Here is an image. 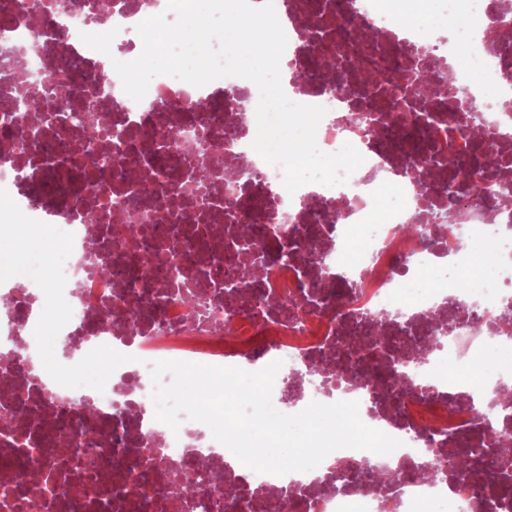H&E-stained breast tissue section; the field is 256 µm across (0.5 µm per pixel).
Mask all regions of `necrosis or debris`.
Masks as SVG:
<instances>
[{"instance_id": "1", "label": "necrosis or debris", "mask_w": 512, "mask_h": 512, "mask_svg": "<svg viewBox=\"0 0 512 512\" xmlns=\"http://www.w3.org/2000/svg\"><path fill=\"white\" fill-rule=\"evenodd\" d=\"M0 22V223H22L56 257L44 276L0 291V512H30L31 471L42 512H512V496L473 477L417 472L427 460L466 443L497 448L512 439V336L471 330L474 314L493 320L512 302V207L477 197L464 176L449 178L440 155L420 161L412 141L451 145L462 166L473 152L461 126L483 121L496 162L484 179L512 180V40L491 41L496 0H438L460 8L455 32L419 27L400 33L381 0H274L286 18L282 75L288 97L327 113L316 142L326 153L351 143L363 164L334 188L288 193L280 168L251 143L256 85L220 81L223 95L168 75L152 79L134 102L112 78L114 60L142 51L136 26L168 12V0H6ZM116 30L110 54L81 33ZM337 71L322 67L323 52ZM482 63L473 71L469 60ZM386 78L410 123L390 125L374 82ZM451 79L454 92L427 94ZM68 93L56 97L53 84ZM39 120L26 142L15 132L25 115ZM207 153L208 168L197 163ZM96 163L95 177L59 182L56 172ZM455 184L457 200L447 186ZM390 187L377 221V191ZM96 210L111 246L97 245ZM454 210L451 229L434 227L423 247L411 224L426 212ZM150 225L135 247L128 221ZM258 221L260 234H242ZM360 227L353 258L341 247ZM171 249L181 278L145 280L137 269L158 248ZM494 253L490 272L472 283L477 254ZM257 278L243 275L244 266ZM455 279L465 306L450 304L442 279ZM204 299L199 319L186 294ZM111 361L104 379L78 384L99 348ZM282 360L272 402L294 414L310 402L360 400L372 428L402 440L383 456L336 450L352 463L349 479L326 467L308 481L243 470L203 423L171 429L155 418L151 366L158 361L243 367ZM398 365L403 383L381 372ZM482 365L479 382L468 368ZM501 405L485 420L472 401ZM65 431L72 456L56 465L53 439ZM190 472L194 493L176 500L156 473ZM386 474L397 482L383 483Z\"/></svg>"}]
</instances>
